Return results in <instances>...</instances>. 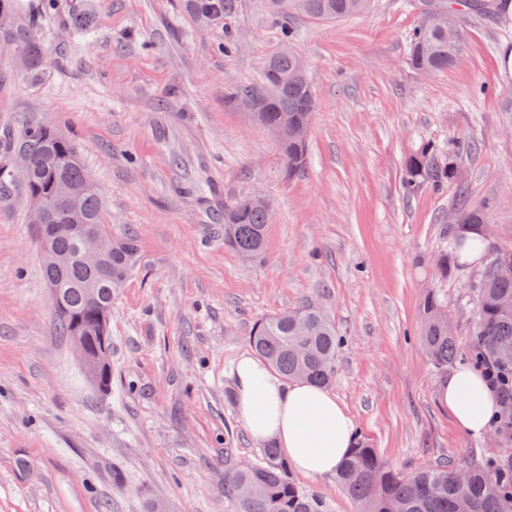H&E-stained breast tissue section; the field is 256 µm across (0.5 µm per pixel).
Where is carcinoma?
Segmentation results:
<instances>
[{"instance_id": "obj_1", "label": "carcinoma", "mask_w": 512, "mask_h": 512, "mask_svg": "<svg viewBox=\"0 0 512 512\" xmlns=\"http://www.w3.org/2000/svg\"><path fill=\"white\" fill-rule=\"evenodd\" d=\"M422 4L424 19L410 43V64L419 71H445L463 52L464 13L449 0H422ZM369 5L370 0H265L269 17L282 21L297 16L341 19L360 14ZM0 41L11 44L24 58L26 70L43 67V46L29 26L13 21L10 28L0 29ZM303 69L301 56L285 44L268 56L259 82L236 87L226 98L229 106L249 112L261 126L280 125L284 135L279 147L290 179L306 170L309 141L303 130L311 125L317 104L312 79L303 75ZM1 144L8 145L14 155H25L27 166H1L0 192L20 180L31 202L44 205L46 223L64 225L51 235L42 234L51 253L70 258L69 265L58 269L43 254V275L59 289L60 305L54 308V317L60 333L71 340L85 337L91 353L112 348L108 331L112 293L129 274L136 241L114 239L108 232L102 197L73 138L33 119L16 135L1 139ZM451 177L452 168L426 148L405 164L404 184L409 191L424 182L440 189ZM63 183L84 186L76 205L60 197ZM489 210L487 205L464 210L457 223L480 224ZM269 217V204L253 202L248 195L224 202L225 244L242 256L260 255ZM91 228L99 229L112 243L98 266L86 265L78 256L81 234ZM466 248L463 238L448 236L443 271H448V258H460ZM505 262L512 263V252L493 253L470 288L475 301L476 355L501 371L507 382L512 379V277L501 273ZM440 312H448V297L440 291L429 293L423 307L422 344L433 365L445 369L455 359L456 336L451 320L438 318ZM250 343L281 376L323 387L333 381L336 352L343 339L320 309L305 304L257 322ZM499 414L497 435L512 442V404ZM336 481L357 512H456L463 495L470 512H512V449L465 469L443 463L402 474L388 468L359 436L337 469ZM224 494L237 503L238 512H326L318 494L292 480L287 458L274 445L263 449L257 462L224 476Z\"/></svg>"}]
</instances>
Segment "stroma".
<instances>
[{
    "mask_svg": "<svg viewBox=\"0 0 512 512\" xmlns=\"http://www.w3.org/2000/svg\"><path fill=\"white\" fill-rule=\"evenodd\" d=\"M204 17L195 0H12L44 47L27 76L0 50V132L30 119L80 141L112 237L134 236L112 298V385L83 375L54 326L40 229L22 187L0 195V512H237L224 476L259 460L232 369L254 322L311 302L343 336L330 392L388 466H468L493 436L460 430L437 400L448 370L420 346L428 292L448 297L454 367L475 366L479 266L441 271L445 235L492 203L491 241L512 251V9L467 16L461 60L413 69L419 0H372L336 21L296 18L292 48L317 94L305 173L289 179L277 141L226 106L283 44L262 0ZM82 14L88 36L73 45ZM234 50L225 51V42ZM476 145L458 152L460 141ZM457 172L407 192L422 147ZM262 191L266 247L224 243L226 200Z\"/></svg>",
    "mask_w": 512,
    "mask_h": 512,
    "instance_id": "35a3bbf8",
    "label": "stroma"
}]
</instances>
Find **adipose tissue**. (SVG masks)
<instances>
[{
  "instance_id": "obj_1",
  "label": "adipose tissue",
  "mask_w": 512,
  "mask_h": 512,
  "mask_svg": "<svg viewBox=\"0 0 512 512\" xmlns=\"http://www.w3.org/2000/svg\"><path fill=\"white\" fill-rule=\"evenodd\" d=\"M237 408L252 438L274 442L291 467L307 477L334 474L354 437L355 423L325 388L280 379L260 358L240 355L233 369ZM439 399L455 424L474 437L487 434L497 397L468 367L443 382Z\"/></svg>"
}]
</instances>
